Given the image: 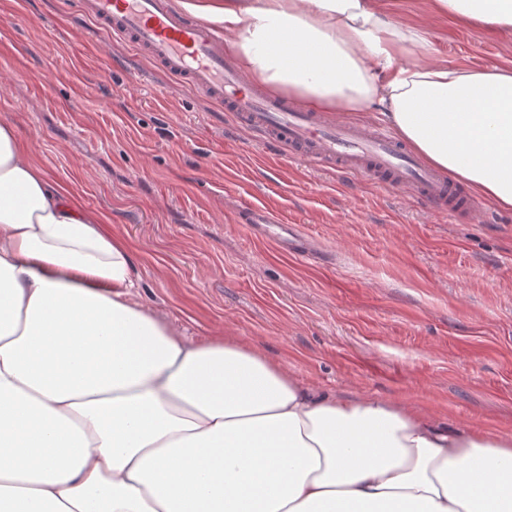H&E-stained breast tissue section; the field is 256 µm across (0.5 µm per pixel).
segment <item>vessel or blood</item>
<instances>
[{
  "label": "vessel or blood",
  "instance_id": "obj_1",
  "mask_svg": "<svg viewBox=\"0 0 512 512\" xmlns=\"http://www.w3.org/2000/svg\"><path fill=\"white\" fill-rule=\"evenodd\" d=\"M101 29L145 55L177 81L223 105L236 123L267 146L311 163L411 192L456 217L474 207L454 183L422 165L392 135L308 112L252 88L224 61V44L208 28L171 11L165 0H81ZM277 245L311 254L308 242L281 225Z\"/></svg>",
  "mask_w": 512,
  "mask_h": 512
}]
</instances>
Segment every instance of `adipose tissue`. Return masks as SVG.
Returning a JSON list of instances; mask_svg holds the SVG:
<instances>
[{
  "label": "adipose tissue",
  "mask_w": 512,
  "mask_h": 512,
  "mask_svg": "<svg viewBox=\"0 0 512 512\" xmlns=\"http://www.w3.org/2000/svg\"><path fill=\"white\" fill-rule=\"evenodd\" d=\"M250 83L382 120L512 208V68L434 61L381 0H174ZM512 30V0H431ZM134 255L0 122V512H512V435L299 384L135 299Z\"/></svg>",
  "instance_id": "adipose-tissue-1"
}]
</instances>
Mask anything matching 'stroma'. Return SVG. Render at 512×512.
Returning a JSON list of instances; mask_svg holds the SVG:
<instances>
[{
  "label": "stroma",
  "mask_w": 512,
  "mask_h": 512,
  "mask_svg": "<svg viewBox=\"0 0 512 512\" xmlns=\"http://www.w3.org/2000/svg\"><path fill=\"white\" fill-rule=\"evenodd\" d=\"M384 4L428 30L438 61L512 67V33L440 17L429 0ZM0 121L110 215L136 254L139 301L188 337L220 328L325 393L512 434V209L451 219L266 149L78 0H0ZM247 206L319 257L253 236Z\"/></svg>",
  "instance_id": "obj_1"
}]
</instances>
